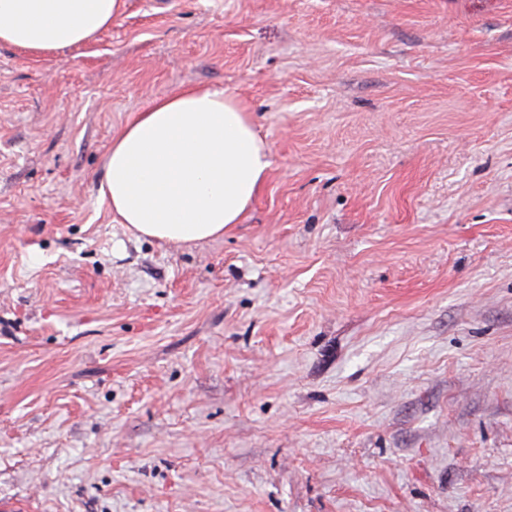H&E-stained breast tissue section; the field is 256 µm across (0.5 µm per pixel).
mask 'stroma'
I'll return each mask as SVG.
<instances>
[{"label":"stroma","mask_w":512,"mask_h":512,"mask_svg":"<svg viewBox=\"0 0 512 512\" xmlns=\"http://www.w3.org/2000/svg\"><path fill=\"white\" fill-rule=\"evenodd\" d=\"M235 95L242 223L138 236L115 133ZM512 512V0H125L0 46V512Z\"/></svg>","instance_id":"1"}]
</instances>
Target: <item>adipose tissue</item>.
I'll list each match as a JSON object with an SVG mask.
<instances>
[{
    "label": "adipose tissue",
    "instance_id": "adipose-tissue-1",
    "mask_svg": "<svg viewBox=\"0 0 512 512\" xmlns=\"http://www.w3.org/2000/svg\"><path fill=\"white\" fill-rule=\"evenodd\" d=\"M124 0H0V45L59 52L111 28ZM270 166L237 98L205 88L157 98L113 137L99 194L116 221L165 243L241 223Z\"/></svg>",
    "mask_w": 512,
    "mask_h": 512
}]
</instances>
